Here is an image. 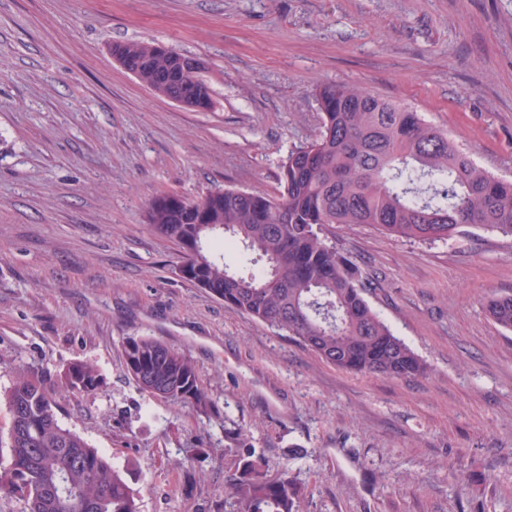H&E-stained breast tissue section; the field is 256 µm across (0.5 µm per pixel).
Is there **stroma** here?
<instances>
[{"label":"stroma","mask_w":512,"mask_h":512,"mask_svg":"<svg viewBox=\"0 0 512 512\" xmlns=\"http://www.w3.org/2000/svg\"><path fill=\"white\" fill-rule=\"evenodd\" d=\"M129 41L204 59L214 108L153 94L109 53ZM332 82L410 105L512 180V0H0V391L43 372L65 428L139 463L140 512H232L240 436L302 512H512V331L484 311L512 295V239L327 228L427 365L394 378L225 309L145 221L163 192L275 194ZM138 336L189 355L218 414L139 389ZM74 361L101 391L62 388Z\"/></svg>","instance_id":"obj_1"}]
</instances>
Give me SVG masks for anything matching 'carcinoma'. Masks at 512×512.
<instances>
[{
  "label": "carcinoma",
  "mask_w": 512,
  "mask_h": 512,
  "mask_svg": "<svg viewBox=\"0 0 512 512\" xmlns=\"http://www.w3.org/2000/svg\"><path fill=\"white\" fill-rule=\"evenodd\" d=\"M112 49L156 95L182 97L196 112L213 107L204 81L168 78L172 59L154 44L117 43ZM316 100L320 135L288 152L275 196L228 188L194 199L163 194L149 201L147 222L180 248V275L226 308L288 332L341 369L421 375L426 364L372 308L357 267L324 229L368 224L424 242L473 230L512 237V180L487 172L413 108L361 86L321 84ZM226 247L238 250L244 268L224 261ZM485 310L512 331L511 295L489 297ZM124 359L130 377L152 396L204 414L214 408L188 355L141 336L126 342ZM61 377L78 394H94L105 384L87 361L67 365ZM0 402L11 418L0 501L19 500V512H140L129 481L137 464L119 468L63 427L41 376H19ZM239 448L238 466L224 479V495L236 512H299L297 483L286 474L268 478L265 460L243 440Z\"/></svg>",
  "instance_id": "1"
}]
</instances>
